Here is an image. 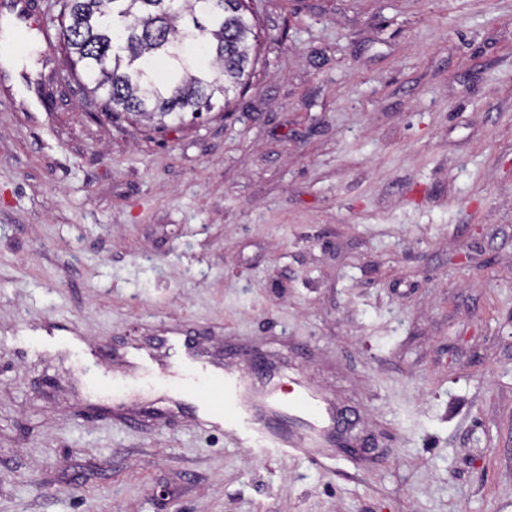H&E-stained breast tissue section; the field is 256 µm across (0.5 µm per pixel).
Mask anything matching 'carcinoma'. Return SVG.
<instances>
[{
    "label": "carcinoma",
    "instance_id": "obj_1",
    "mask_svg": "<svg viewBox=\"0 0 512 512\" xmlns=\"http://www.w3.org/2000/svg\"><path fill=\"white\" fill-rule=\"evenodd\" d=\"M58 0L65 64L110 116L157 128L209 112L247 84L258 41L246 0Z\"/></svg>",
    "mask_w": 512,
    "mask_h": 512
}]
</instances>
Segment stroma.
Instances as JSON below:
<instances>
[{"label":"stroma","mask_w":512,"mask_h":512,"mask_svg":"<svg viewBox=\"0 0 512 512\" xmlns=\"http://www.w3.org/2000/svg\"><path fill=\"white\" fill-rule=\"evenodd\" d=\"M0 76V512H512V0H249L247 88L159 132L108 119L33 0ZM112 349L102 391L24 338ZM183 328L361 447L247 448L120 351Z\"/></svg>","instance_id":"stroma-1"}]
</instances>
